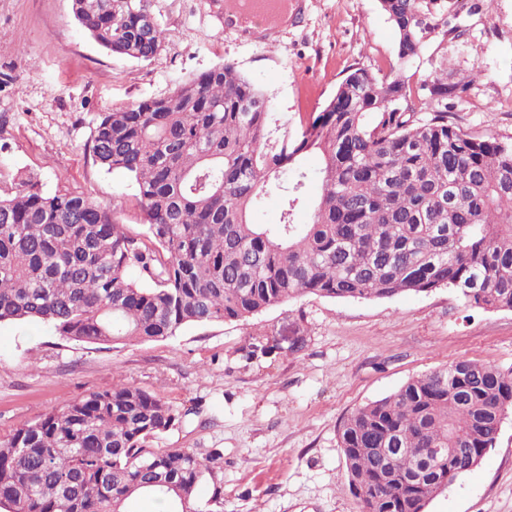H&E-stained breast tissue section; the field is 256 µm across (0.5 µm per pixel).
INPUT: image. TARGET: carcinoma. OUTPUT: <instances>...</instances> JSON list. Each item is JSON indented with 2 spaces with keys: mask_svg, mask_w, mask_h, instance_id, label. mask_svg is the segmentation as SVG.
Returning a JSON list of instances; mask_svg holds the SVG:
<instances>
[{
  "mask_svg": "<svg viewBox=\"0 0 512 512\" xmlns=\"http://www.w3.org/2000/svg\"><path fill=\"white\" fill-rule=\"evenodd\" d=\"M404 66L435 29L433 0H379ZM112 54L160 50L151 0H72ZM463 86L353 67L295 134L230 62L175 91L98 114L95 161L137 186L143 230L81 195L28 177L0 194V323L34 321L99 345L170 338L240 321L289 299H385L445 287L484 310H512V143L448 121ZM321 155L319 193L295 221L301 167ZM282 181L278 224L251 213ZM136 267L140 282L129 279ZM512 411V369L459 360L367 403L337 430L358 512H422L438 478L473 470ZM173 408L137 386L92 392L0 436V512H221L223 451L151 448ZM378 448H393L384 458ZM208 498L199 495L206 479Z\"/></svg>",
  "mask_w": 512,
  "mask_h": 512,
  "instance_id": "cac0c4a2",
  "label": "carcinoma"
}]
</instances>
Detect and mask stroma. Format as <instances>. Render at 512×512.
Wrapping results in <instances>:
<instances>
[{
	"instance_id": "35a3bbf8",
	"label": "stroma",
	"mask_w": 512,
	"mask_h": 512,
	"mask_svg": "<svg viewBox=\"0 0 512 512\" xmlns=\"http://www.w3.org/2000/svg\"><path fill=\"white\" fill-rule=\"evenodd\" d=\"M301 2L267 43L225 30L216 0H151L164 43L139 61L101 48L71 0H0V194L31 176L46 191L116 209L119 222L137 230L134 183L103 170L90 151L98 113L166 95L227 61L267 93L292 132L359 65L464 85L449 121L512 142V0H435L450 27L436 29L406 68L379 0ZM259 341L275 353L245 359ZM462 359L512 368V311L467 306L447 288L389 299L305 294L246 320L115 347L39 324H1L0 435L127 383L182 414L154 447L223 449V512H357L338 443L341 420ZM425 512H512V414L480 464Z\"/></svg>"
}]
</instances>
